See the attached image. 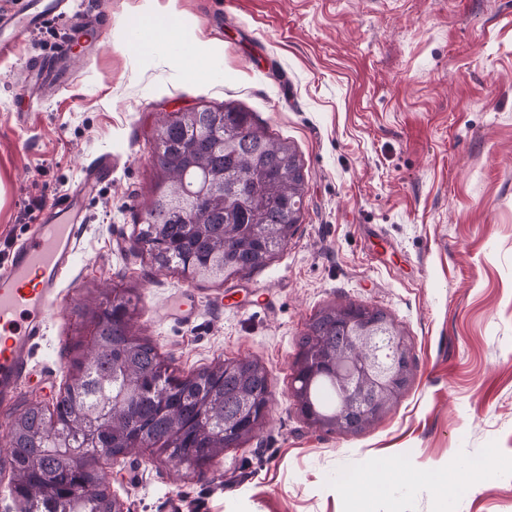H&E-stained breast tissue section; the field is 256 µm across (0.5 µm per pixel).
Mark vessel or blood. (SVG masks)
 <instances>
[{"label":"vessel or blood","instance_id":"b4317fda","mask_svg":"<svg viewBox=\"0 0 512 512\" xmlns=\"http://www.w3.org/2000/svg\"><path fill=\"white\" fill-rule=\"evenodd\" d=\"M67 10L68 0H19L13 11L0 14V54L9 52L32 29L66 15ZM85 53V45L70 43L55 57L35 62L28 70L30 92L42 97L66 88L74 65ZM111 177V155H100L84 166L75 190L52 201L33 232L0 267L1 401L12 398L32 377L33 351L45 334L51 303L84 232L82 198ZM196 309L194 297L183 293L168 301L164 315L188 321Z\"/></svg>","mask_w":512,"mask_h":512}]
</instances>
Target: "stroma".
Listing matches in <instances>:
<instances>
[{
    "label": "stroma",
    "instance_id": "obj_1",
    "mask_svg": "<svg viewBox=\"0 0 512 512\" xmlns=\"http://www.w3.org/2000/svg\"><path fill=\"white\" fill-rule=\"evenodd\" d=\"M105 19L69 87L30 106L32 60L77 40L49 22L0 57V264L97 155L116 162L34 352V376L0 405V438L28 400L64 391L74 311L129 288L141 336L186 376L248 357L269 371L263 430L205 477L142 451L106 465L124 512H512V0H177L170 19L215 45L200 69L175 46L142 49L167 0H73ZM226 103L296 150L306 184L288 247L244 280L189 282L151 268L132 230L155 183L164 114ZM248 285L265 305L217 307ZM188 324L159 310L182 291ZM391 315L414 375L358 434L311 427L289 395L310 317L339 303ZM487 470L472 484L473 459ZM393 470L370 494L373 462Z\"/></svg>",
    "mask_w": 512,
    "mask_h": 512
}]
</instances>
